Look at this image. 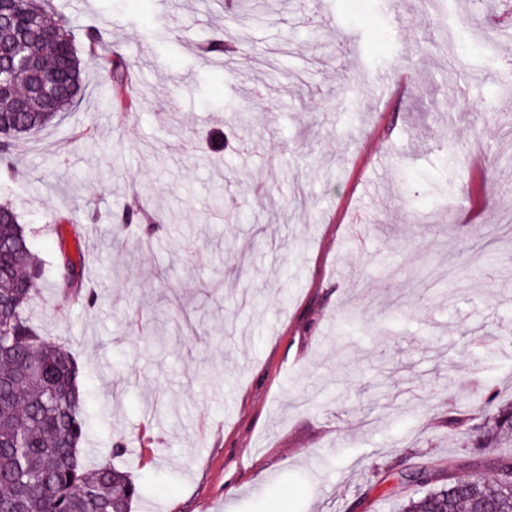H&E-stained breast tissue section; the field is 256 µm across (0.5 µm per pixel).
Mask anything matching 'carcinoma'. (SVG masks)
I'll return each mask as SVG.
<instances>
[{"mask_svg":"<svg viewBox=\"0 0 512 512\" xmlns=\"http://www.w3.org/2000/svg\"><path fill=\"white\" fill-rule=\"evenodd\" d=\"M48 0H0V64L28 43L29 66L57 78L56 98L25 84V109L0 98V165L13 167V142L69 111L81 92L86 68L109 74L115 106L125 114L137 99L126 83V65L112 52L107 29L85 30L87 58L78 56L64 20L52 21ZM67 296L92 305L83 293L78 264L66 253L57 264ZM42 263L20 216L0 203V512H132L143 492L132 476L109 462L84 464L88 414L78 381L79 366L62 342H49L24 311L42 286ZM491 474L466 479L417 466L399 479L425 489L404 512H512V455L490 465ZM443 481L445 485L434 487Z\"/></svg>","mask_w":512,"mask_h":512,"instance_id":"carcinoma-1","label":"carcinoma"}]
</instances>
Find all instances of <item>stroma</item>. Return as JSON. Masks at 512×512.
Instances as JSON below:
<instances>
[{
	"mask_svg": "<svg viewBox=\"0 0 512 512\" xmlns=\"http://www.w3.org/2000/svg\"><path fill=\"white\" fill-rule=\"evenodd\" d=\"M52 8L76 50L108 29L140 102L118 116L87 70L0 200L98 295L48 277L29 316L74 353L85 460L142 485L133 512H400L398 472L512 453L484 404L512 403V82L440 37L512 22V0ZM78 264L71 256L66 253L61 254L57 264L58 276L62 288L65 289L67 297L73 299L83 300L88 305H93L96 302V297L93 294H83L82 274L80 269L77 270Z\"/></svg>",
	"mask_w": 512,
	"mask_h": 512,
	"instance_id": "35a3bbf8",
	"label": "stroma"
}]
</instances>
